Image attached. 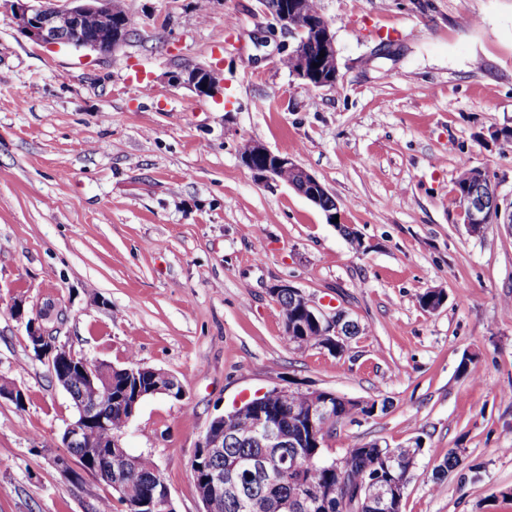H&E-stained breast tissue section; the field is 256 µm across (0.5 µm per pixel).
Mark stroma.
Instances as JSON below:
<instances>
[{
  "label": "stroma",
  "instance_id": "1",
  "mask_svg": "<svg viewBox=\"0 0 512 512\" xmlns=\"http://www.w3.org/2000/svg\"><path fill=\"white\" fill-rule=\"evenodd\" d=\"M318 2L331 90L281 66L289 38L260 0H122L130 32L109 54L35 44L0 9V378L25 394L0 398V512L123 510L54 464L73 408L29 345L23 319L42 312L75 353L181 382L123 438L176 512L203 510L191 463L210 421L274 387L381 404L323 454L417 446L402 512H512V226L470 233L455 187L477 167L512 202V0ZM194 66L220 69L223 92L171 82ZM247 139L314 174L340 223L257 181ZM281 282L358 323L342 353L286 341Z\"/></svg>",
  "mask_w": 512,
  "mask_h": 512
}]
</instances>
